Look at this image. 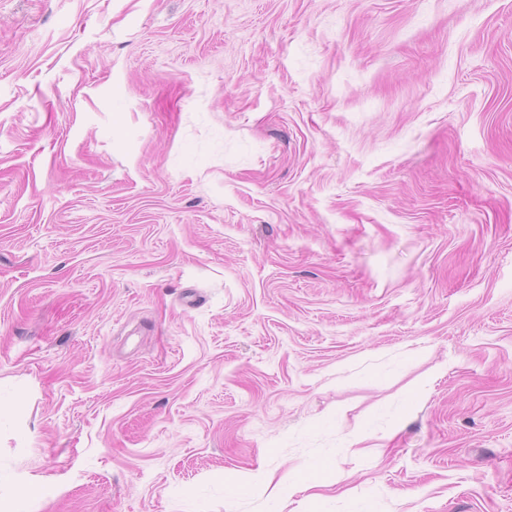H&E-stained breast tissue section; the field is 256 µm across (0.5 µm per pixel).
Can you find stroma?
<instances>
[{
  "mask_svg": "<svg viewBox=\"0 0 512 512\" xmlns=\"http://www.w3.org/2000/svg\"><path fill=\"white\" fill-rule=\"evenodd\" d=\"M0 402L28 512H512V0H0Z\"/></svg>",
  "mask_w": 512,
  "mask_h": 512,
  "instance_id": "1",
  "label": "stroma"
}]
</instances>
